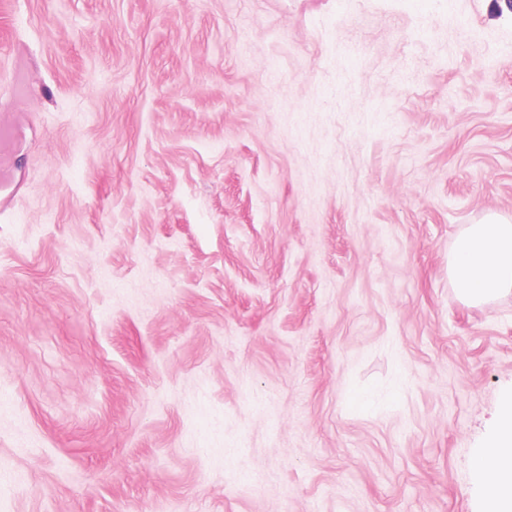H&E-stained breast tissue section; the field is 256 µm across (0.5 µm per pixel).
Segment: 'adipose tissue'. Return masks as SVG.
<instances>
[{
	"instance_id": "ef3b65f1",
	"label": "adipose tissue",
	"mask_w": 512,
	"mask_h": 512,
	"mask_svg": "<svg viewBox=\"0 0 512 512\" xmlns=\"http://www.w3.org/2000/svg\"><path fill=\"white\" fill-rule=\"evenodd\" d=\"M448 275L461 298L481 305L512 296V219L487 215L466 225L448 259ZM486 512H512V393L505 395L494 434L475 449Z\"/></svg>"
}]
</instances>
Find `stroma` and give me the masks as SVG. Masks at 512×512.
Instances as JSON below:
<instances>
[{
	"mask_svg": "<svg viewBox=\"0 0 512 512\" xmlns=\"http://www.w3.org/2000/svg\"><path fill=\"white\" fill-rule=\"evenodd\" d=\"M0 512H484L505 0H0ZM448 276L474 305L512 296V219L489 214L466 225L449 256Z\"/></svg>",
	"mask_w": 512,
	"mask_h": 512,
	"instance_id": "stroma-1",
	"label": "stroma"
}]
</instances>
